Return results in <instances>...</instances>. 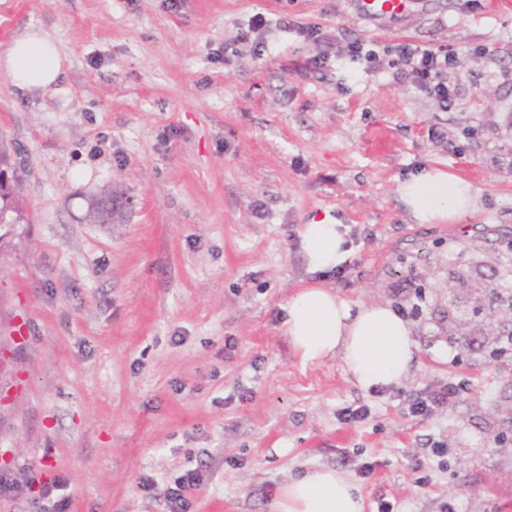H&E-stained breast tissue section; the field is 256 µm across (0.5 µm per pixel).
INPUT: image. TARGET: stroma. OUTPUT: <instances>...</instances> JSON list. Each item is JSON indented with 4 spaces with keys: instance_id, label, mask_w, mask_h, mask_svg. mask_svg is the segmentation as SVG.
Listing matches in <instances>:
<instances>
[{
    "instance_id": "1",
    "label": "stroma",
    "mask_w": 512,
    "mask_h": 512,
    "mask_svg": "<svg viewBox=\"0 0 512 512\" xmlns=\"http://www.w3.org/2000/svg\"><path fill=\"white\" fill-rule=\"evenodd\" d=\"M258 13L266 27L239 42ZM301 23L328 38L324 69ZM31 30L64 64L34 91L0 66L26 219L0 251V512H42L37 469L69 479L70 512H167L166 481L195 468L190 512H272L280 485L321 467L358 486L363 512H512V362L487 357L491 323L457 356L448 334L449 268L492 274L512 235V0H413L402 23L352 0H0V58ZM357 39L455 50V105L389 62H349ZM433 167L479 188L481 210L416 223L398 188ZM105 192L114 219L91 222ZM327 219L350 251L314 274L301 231ZM316 280L402 310L419 348L402 385L365 391L340 358L301 362L284 307ZM450 381L455 403L407 413ZM361 404L365 421L339 420Z\"/></svg>"
}]
</instances>
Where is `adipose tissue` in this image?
Here are the masks:
<instances>
[{"instance_id": "adipose-tissue-1", "label": "adipose tissue", "mask_w": 512, "mask_h": 512, "mask_svg": "<svg viewBox=\"0 0 512 512\" xmlns=\"http://www.w3.org/2000/svg\"><path fill=\"white\" fill-rule=\"evenodd\" d=\"M20 88L56 83L62 61L55 43L38 31L13 40L4 61ZM399 195L421 224H451L478 210L479 194L467 181L432 168L404 181ZM301 247L310 272L331 270L348 250L336 222L305 225ZM285 334L302 361L339 357L362 389L398 386L408 377L417 343L407 320L389 305H351L322 285L301 288L284 308ZM273 512H362L356 485L331 468H321L280 486Z\"/></svg>"}]
</instances>
